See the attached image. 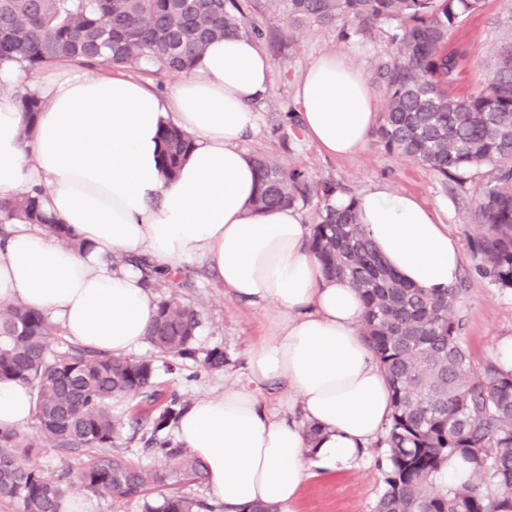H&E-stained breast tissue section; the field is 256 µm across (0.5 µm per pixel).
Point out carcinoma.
<instances>
[{
  "mask_svg": "<svg viewBox=\"0 0 512 512\" xmlns=\"http://www.w3.org/2000/svg\"><path fill=\"white\" fill-rule=\"evenodd\" d=\"M481 7V0H0V69L29 73L57 61L131 69L153 75L188 74L210 43L230 35L262 39L254 12L280 15L289 27H336L346 38L386 31L373 80L382 97L377 143L443 178L481 177L470 211L477 230L473 259L496 287L512 290V23L503 26L491 58L492 77L464 96L448 93L461 76L462 56L448 51V36ZM29 137L45 101L20 95ZM195 138L173 123L161 130V169L176 178ZM259 174L254 205L262 209L305 206L317 200L311 246L331 277L362 294L361 332L383 367L393 413L383 438L384 486L373 512H512V371L488 360L474 370L461 339L462 285L442 291L419 288L396 274L360 224L356 201L332 205L341 189L313 182L297 167L266 155L253 157ZM45 191L25 189L0 198V234L13 221L47 226L67 248L82 243L48 218ZM143 274L158 294L147 342L170 361L192 359L202 312L183 289L193 283L158 270L146 256L120 257ZM56 323L44 312L0 306V380L34 392L37 437L0 429V501L19 512H61L72 493L67 469L46 472L30 461L33 449L84 450L89 458L78 481L116 502L158 495L146 512H212L171 492L206 479L200 462L169 450L165 430L181 411L171 395L160 406L154 360L102 353L71 345L54 349ZM138 398L153 407L145 444L170 465L143 468L109 451L125 422L112 402ZM460 456L472 465L467 482L437 490L442 464Z\"/></svg>",
  "mask_w": 512,
  "mask_h": 512,
  "instance_id": "obj_1",
  "label": "carcinoma"
}]
</instances>
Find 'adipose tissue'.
<instances>
[{"instance_id":"adipose-tissue-1","label":"adipose tissue","mask_w":512,"mask_h":512,"mask_svg":"<svg viewBox=\"0 0 512 512\" xmlns=\"http://www.w3.org/2000/svg\"><path fill=\"white\" fill-rule=\"evenodd\" d=\"M270 70L247 36L211 43L166 94L143 78L70 64L26 82L46 101L27 142L17 95L0 94V197L44 186V210L85 244L68 249L43 226L12 225L0 245V301L49 314L73 343L127 354L144 340L157 297L138 270L103 256L147 254L174 271L204 263L226 297L270 310L243 379L197 399L174 426L224 512L259 502L294 512L312 466L362 460L392 412L390 385L360 333L361 294L326 277L296 209L251 205L258 175L242 144L258 127L253 104ZM296 104L304 132L337 157L360 150L377 123L363 74L341 56L309 66ZM169 122L196 138L170 182L159 163ZM356 204L394 272L429 290L454 284L461 251L419 198L375 188ZM274 386L283 394L273 405ZM31 407L28 387L0 382V428L24 425Z\"/></svg>"}]
</instances>
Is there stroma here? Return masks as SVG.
I'll return each mask as SVG.
<instances>
[{
	"label": "stroma",
	"mask_w": 512,
	"mask_h": 512,
	"mask_svg": "<svg viewBox=\"0 0 512 512\" xmlns=\"http://www.w3.org/2000/svg\"><path fill=\"white\" fill-rule=\"evenodd\" d=\"M512 14V0H483L478 12L468 17L449 41L450 48L465 55V73L454 89L456 95L470 93L490 74L491 55L497 46L503 22ZM254 22L272 31L273 39L261 42L271 63L268 91L255 110L260 115L258 131L244 141L248 154H267L298 166L314 181L333 180L350 194L384 186L397 192L416 195L432 208L449 235L458 244L463 257L460 273L467 279L459 309L467 321L463 343L475 364L492 359L498 343L512 336V291L495 287L475 268L473 260L474 228L469 213L476 200L478 181L441 184L425 167L401 156L385 152L375 139L353 156L334 158L322 153L303 130L281 135L277 127L282 116L295 106L297 85L306 69L321 56L336 54L350 59L364 77H371L374 59L386 44L382 38L345 39L335 28H310L292 31L271 15L257 13ZM192 286L186 297L203 306V326L196 338L197 357L185 361L180 370L159 371L156 388L164 395L177 393L184 404L224 389L228 379L246 372L247 353L267 329V313L243 306L225 297L199 265L186 267ZM215 348L224 350L229 365L220 370L206 368L203 360ZM383 449L368 451L356 466L336 472L315 471L302 488L296 512H372L383 488V472L377 465Z\"/></svg>",
	"instance_id": "35a3bbf8"
}]
</instances>
